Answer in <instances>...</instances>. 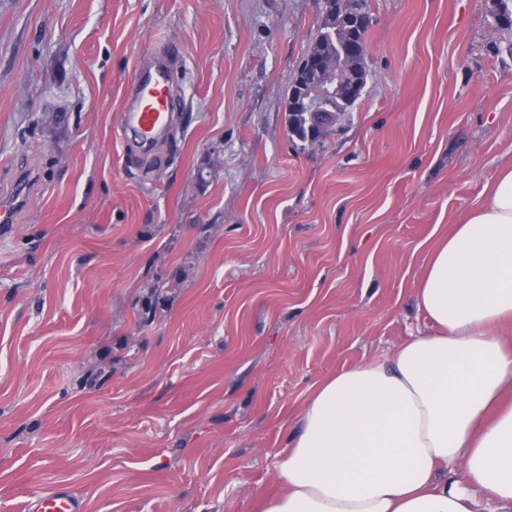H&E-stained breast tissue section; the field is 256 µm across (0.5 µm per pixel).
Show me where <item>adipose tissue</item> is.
<instances>
[{"label":"adipose tissue","instance_id":"1","mask_svg":"<svg viewBox=\"0 0 512 512\" xmlns=\"http://www.w3.org/2000/svg\"><path fill=\"white\" fill-rule=\"evenodd\" d=\"M430 248L429 333L315 388L262 512H512V162Z\"/></svg>","mask_w":512,"mask_h":512}]
</instances>
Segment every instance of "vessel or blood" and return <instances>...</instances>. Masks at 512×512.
I'll return each mask as SVG.
<instances>
[{
	"label": "vessel or blood",
	"instance_id": "b4317fda",
	"mask_svg": "<svg viewBox=\"0 0 512 512\" xmlns=\"http://www.w3.org/2000/svg\"><path fill=\"white\" fill-rule=\"evenodd\" d=\"M137 71L126 90L120 126L147 145L167 132L176 106L171 58L162 54L140 59ZM26 512H83V502L74 490L59 486L32 496Z\"/></svg>",
	"mask_w": 512,
	"mask_h": 512
}]
</instances>
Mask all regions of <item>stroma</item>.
<instances>
[{"mask_svg": "<svg viewBox=\"0 0 512 512\" xmlns=\"http://www.w3.org/2000/svg\"><path fill=\"white\" fill-rule=\"evenodd\" d=\"M368 2L371 78L309 145L318 0H0V512H261L314 385L425 330L429 248L512 162V33L492 0ZM172 45L142 153L124 93ZM27 512H83L80 496L71 488L59 486L32 496L26 504Z\"/></svg>", "mask_w": 512, "mask_h": 512, "instance_id": "stroma-1", "label": "stroma"}]
</instances>
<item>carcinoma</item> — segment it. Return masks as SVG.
Wrapping results in <instances>:
<instances>
[{"instance_id": "1", "label": "carcinoma", "mask_w": 512, "mask_h": 512, "mask_svg": "<svg viewBox=\"0 0 512 512\" xmlns=\"http://www.w3.org/2000/svg\"><path fill=\"white\" fill-rule=\"evenodd\" d=\"M491 17L494 24L506 31H512V0H493ZM372 23L367 0H328L326 17L318 24L317 32L309 49L296 69L294 79L285 100L288 115V131L291 136L308 144L322 142L334 127L317 124L302 102L306 84L303 75L307 59L314 57H334L336 64L347 77L354 73L361 78L360 85L351 88L345 84L344 90L331 101L336 115L350 112L360 100L368 82L370 71L365 54L366 34Z\"/></svg>"}]
</instances>
